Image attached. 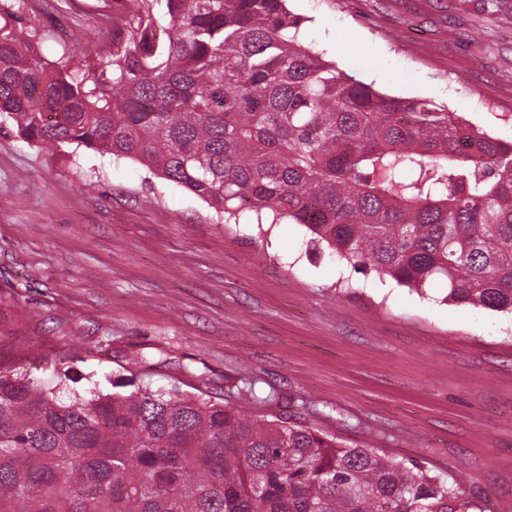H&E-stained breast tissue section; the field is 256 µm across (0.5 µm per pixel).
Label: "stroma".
<instances>
[{
  "label": "stroma",
  "mask_w": 512,
  "mask_h": 512,
  "mask_svg": "<svg viewBox=\"0 0 512 512\" xmlns=\"http://www.w3.org/2000/svg\"><path fill=\"white\" fill-rule=\"evenodd\" d=\"M95 0H27L43 49L84 50ZM305 41L380 92L512 137V0H288ZM297 224H227L130 159L0 130V355L68 351L127 379L292 417L512 512V315L309 251Z\"/></svg>",
  "instance_id": "stroma-1"
}]
</instances>
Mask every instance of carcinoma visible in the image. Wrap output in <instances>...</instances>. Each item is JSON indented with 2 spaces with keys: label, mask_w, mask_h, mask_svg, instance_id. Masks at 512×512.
<instances>
[{
  "label": "carcinoma",
  "mask_w": 512,
  "mask_h": 512,
  "mask_svg": "<svg viewBox=\"0 0 512 512\" xmlns=\"http://www.w3.org/2000/svg\"><path fill=\"white\" fill-rule=\"evenodd\" d=\"M286 0H112L53 60L0 0V129L127 158L224 223L303 225L360 272L512 313V139L382 94ZM50 387L0 361V512H485L459 479L173 387Z\"/></svg>",
  "instance_id": "obj_1"
}]
</instances>
